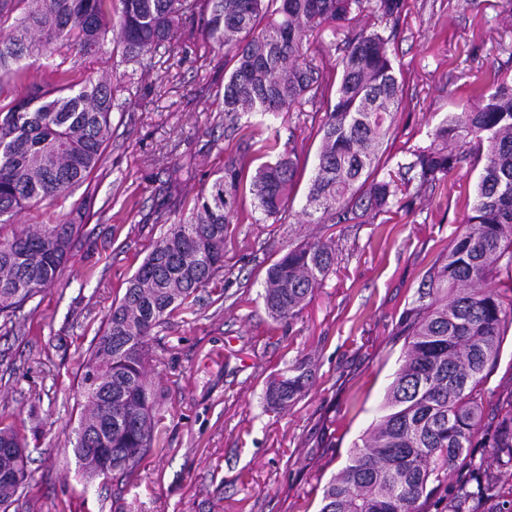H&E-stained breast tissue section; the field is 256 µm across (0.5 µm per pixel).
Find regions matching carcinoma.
Returning <instances> with one entry per match:
<instances>
[{"mask_svg":"<svg viewBox=\"0 0 512 512\" xmlns=\"http://www.w3.org/2000/svg\"><path fill=\"white\" fill-rule=\"evenodd\" d=\"M405 0H0V66L46 56L48 80L30 97L0 105V317L10 320L54 285L78 239L68 221L14 223L28 204L60 196L98 168L112 137L117 97L104 78L77 80L82 60L103 52L117 27L122 61L147 68L174 51L184 18L199 16L210 39L226 49L223 112L234 126L243 114L289 112L305 98L325 97L326 113L303 214L312 224H366L388 213L406 189L378 178L380 152L403 84L391 37L353 24L369 9L387 24ZM327 24L345 32L338 82L305 59L303 37ZM418 188L434 189L463 161L482 164L471 215L450 248L425 271L402 313L400 366L383 414L354 443L348 464L323 487L320 512H427L433 483L450 485L448 512H512V388H485L512 328V81L497 79L478 101L448 114L429 145L412 152ZM192 159L174 163L168 208L180 214L129 281L84 366V399L73 453L89 477L129 476L153 449L158 395L146 378L151 331L224 274V240L237 223L244 165L235 159L181 213L182 184ZM299 181L291 155L260 164L252 177L254 209L276 224ZM336 266V248L317 240L288 249L267 269L263 300L271 316L295 319ZM266 392L279 409L310 385L301 367ZM490 448L496 465L475 462ZM28 454L17 427L0 422V507L20 497Z\"/></svg>","mask_w":512,"mask_h":512,"instance_id":"1","label":"carcinoma"}]
</instances>
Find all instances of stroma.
I'll use <instances>...</instances> for the list:
<instances>
[{
  "label": "stroma",
  "mask_w": 512,
  "mask_h": 512,
  "mask_svg": "<svg viewBox=\"0 0 512 512\" xmlns=\"http://www.w3.org/2000/svg\"><path fill=\"white\" fill-rule=\"evenodd\" d=\"M505 0H407L391 46L404 85L381 173L402 171L433 128L493 77L512 78V14ZM170 68L135 71L102 54L78 77L108 71L125 110L112 113L102 163L66 198L22 211V225L65 214L81 226L56 283L0 326V418L17 422L30 456L20 512H317L324 485L380 414L399 367L397 326L435 256L464 226L479 170L413 196L388 222L306 224L301 210L325 119L323 104L224 126V50L188 20ZM190 155L185 207L227 160L246 175L293 153L301 177L285 223L259 220L242 189L224 242V275L150 337L148 377L160 400L159 441L122 483L87 479L69 436L80 377L114 301L165 232L172 151ZM336 245V270L292 322L261 297L267 268L288 248ZM302 366L310 389L285 409L269 382Z\"/></svg>",
  "instance_id": "obj_1"
}]
</instances>
